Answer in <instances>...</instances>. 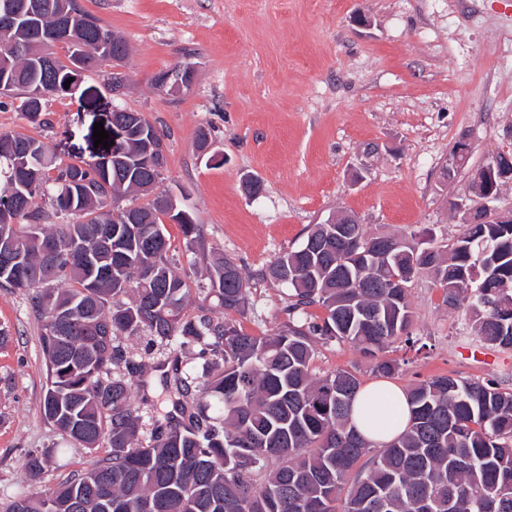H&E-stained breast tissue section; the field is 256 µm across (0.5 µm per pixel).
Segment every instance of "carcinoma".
<instances>
[{"label": "carcinoma", "mask_w": 512, "mask_h": 512, "mask_svg": "<svg viewBox=\"0 0 512 512\" xmlns=\"http://www.w3.org/2000/svg\"><path fill=\"white\" fill-rule=\"evenodd\" d=\"M0 15L13 17L0 28V106L17 100L42 127L51 125L45 98L129 54L80 0H0ZM58 43L66 60L47 59ZM164 140L143 118L120 154L64 163L48 141L0 131V241L20 256L0 269V287L31 293L43 322L42 414L70 441L108 447L6 512H512V390L451 375L414 383L408 428L371 456L349 423L358 375L313 374L318 345L332 341L359 347L380 376L399 374L386 352L408 334L412 312L393 278L413 270L434 275L448 306L467 307L483 344L511 348L512 224H467L428 250L360 224H315L262 273L288 286V305L276 333L255 336L231 318L249 303L241 265L209 257L190 211L153 194ZM131 193L153 198L114 208ZM165 217L192 265L210 268L208 282L193 289L177 271ZM314 306L324 315H311ZM140 333L150 351L195 347L198 359L160 364L175 410L147 433L132 401L143 364L121 344Z\"/></svg>", "instance_id": "1"}]
</instances>
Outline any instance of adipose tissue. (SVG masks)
<instances>
[{"label":"adipose tissue","instance_id":"ef3b65f1","mask_svg":"<svg viewBox=\"0 0 512 512\" xmlns=\"http://www.w3.org/2000/svg\"><path fill=\"white\" fill-rule=\"evenodd\" d=\"M351 423L367 440L375 444L400 435L409 422L404 390L385 379L361 387L352 405Z\"/></svg>","mask_w":512,"mask_h":512}]
</instances>
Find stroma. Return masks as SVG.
<instances>
[{
    "mask_svg": "<svg viewBox=\"0 0 512 512\" xmlns=\"http://www.w3.org/2000/svg\"><path fill=\"white\" fill-rule=\"evenodd\" d=\"M129 46L127 84L113 96L105 72L85 75L75 94L45 104L51 127L0 109V131L50 141L69 161L95 154L94 125L113 106L141 113L164 132L160 191L181 197L212 256H230L248 280L249 333L284 321L287 287L262 278L297 248L312 225L343 211L371 234L452 242L463 226L469 173L512 154V0H81ZM366 16L367 25L356 22ZM190 87L159 90L156 75L180 63ZM210 129L220 158L200 156ZM471 150L453 181L443 166L461 135ZM262 184L250 195L245 177ZM409 337L392 344L403 367L395 384L438 375L495 380L512 390V348L479 342L464 308L448 307L434 277L409 286ZM0 506L47 493L91 466L86 448L36 474L26 456L60 436L42 417L41 322L22 291L0 288ZM373 361L350 343L318 348L316 374L356 372L374 381Z\"/></svg>",
    "mask_w": 512,
    "mask_h": 512,
    "instance_id": "1",
    "label": "stroma"
}]
</instances>
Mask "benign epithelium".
Returning a JSON list of instances; mask_svg holds the SVG:
<instances>
[{"mask_svg": "<svg viewBox=\"0 0 512 512\" xmlns=\"http://www.w3.org/2000/svg\"><path fill=\"white\" fill-rule=\"evenodd\" d=\"M470 145L467 135H462L457 141L454 157L448 159V167L444 175L451 177L454 173L465 167L469 159ZM472 174L483 181L487 186V192L480 197H473L472 203L457 204L455 209L461 214L463 224H512V207L499 209L491 205L498 196V190L502 183L512 181V160L507 154L495 155L482 167L472 171Z\"/></svg>", "mask_w": 512, "mask_h": 512, "instance_id": "7a95c632", "label": "benign epithelium"}]
</instances>
